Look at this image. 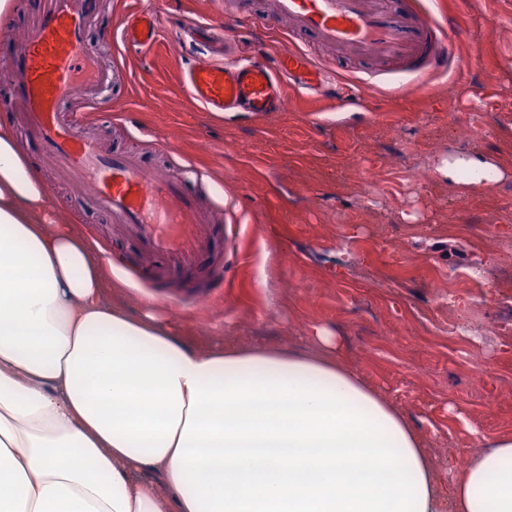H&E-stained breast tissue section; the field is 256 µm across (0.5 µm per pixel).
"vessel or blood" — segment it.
<instances>
[{"instance_id": "vessel-or-blood-1", "label": "vessel or blood", "mask_w": 512, "mask_h": 512, "mask_svg": "<svg viewBox=\"0 0 512 512\" xmlns=\"http://www.w3.org/2000/svg\"><path fill=\"white\" fill-rule=\"evenodd\" d=\"M97 0H42L28 32L21 38H0V67L13 94L0 112L21 111L27 131L44 153L78 184L89 187L99 207L127 235L135 238L180 282L206 279L222 286L223 265L200 274L197 259L214 247L217 230L206 221L198 201L186 195V175L145 168L140 154L108 153L91 136H77L58 116L62 99H84L97 92L98 102H112L115 74L99 62L102 48L86 39ZM247 20L255 26L309 34L335 48L345 59H370L394 72L423 75L462 70L471 60L462 51L464 30L456 24L441 29L435 19L417 11L412 0H273L268 11ZM159 17L141 12L122 29L124 46L151 47L160 34ZM270 60H214L194 57L181 74L187 95L210 112L242 109L256 114L286 105L289 85L316 92L330 79L325 65L291 39L270 50Z\"/></svg>"}]
</instances>
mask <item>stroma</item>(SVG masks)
<instances>
[{
    "instance_id": "1",
    "label": "stroma",
    "mask_w": 512,
    "mask_h": 512,
    "mask_svg": "<svg viewBox=\"0 0 512 512\" xmlns=\"http://www.w3.org/2000/svg\"><path fill=\"white\" fill-rule=\"evenodd\" d=\"M418 6L466 31L472 65L417 78L324 52L339 81L358 84L356 105L292 86L282 112L205 111L180 84L188 48L166 30L151 50L118 44L106 56L128 80L111 110L90 113L89 129L108 148L137 150L146 165L202 172L189 192L224 207L227 272L211 292L142 278L147 256L137 242L44 157L19 114L9 123L60 219L125 259L115 272L131 283L128 311L149 295L200 339L287 349L306 348L316 328L329 329L348 361L444 458L469 454L465 421L490 436L512 433V276L502 273L512 244V0L468 11L461 0ZM141 11L189 16L207 27L202 42L239 58L278 38L245 24L235 42L222 44L220 0H101L90 44ZM477 113L483 136L458 138L456 129ZM154 136L171 142L175 156L151 150ZM462 152L497 164L503 179L449 181L441 169ZM477 264L488 280L459 295L454 310L439 308L449 273ZM456 317L470 319L471 335L447 334Z\"/></svg>"
}]
</instances>
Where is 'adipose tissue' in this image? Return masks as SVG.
I'll return each instance as SVG.
<instances>
[{
    "mask_svg": "<svg viewBox=\"0 0 512 512\" xmlns=\"http://www.w3.org/2000/svg\"><path fill=\"white\" fill-rule=\"evenodd\" d=\"M126 286L0 124V512H512V433L444 481L328 331L202 342Z\"/></svg>",
    "mask_w": 512,
    "mask_h": 512,
    "instance_id": "obj_1",
    "label": "adipose tissue"
}]
</instances>
